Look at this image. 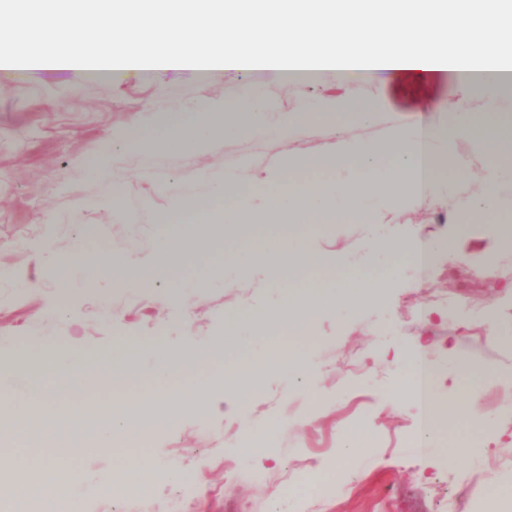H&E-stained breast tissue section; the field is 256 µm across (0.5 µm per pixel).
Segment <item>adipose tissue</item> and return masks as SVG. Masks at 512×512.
I'll return each instance as SVG.
<instances>
[{"label": "adipose tissue", "mask_w": 512, "mask_h": 512, "mask_svg": "<svg viewBox=\"0 0 512 512\" xmlns=\"http://www.w3.org/2000/svg\"><path fill=\"white\" fill-rule=\"evenodd\" d=\"M65 21L63 54L26 58L35 68L76 71L108 66L122 72L179 65L192 70L229 67L272 71L301 68L352 86L369 72L422 74L427 83H447L449 74L495 73L512 68V0H36L19 7L0 0V63H16L22 29L42 30L51 12ZM161 30L160 41L146 55L132 51L137 32ZM111 34L112 46L101 50L100 38ZM262 47L251 50L252 37ZM482 105L473 112L449 113L439 125L391 126L383 143L339 139L318 156L291 162L266 180L263 210L234 193L236 172L211 185L207 199L221 205L222 224H345L354 213L340 207L341 197L362 200L386 182L395 196L426 202L443 180L460 184L466 210L496 214L512 210V197L500 186L512 180V126L490 122V115L512 110V84L481 83ZM256 89L194 109L191 124L168 127L169 145L199 149L214 133L224 137L242 130H266V113ZM471 141L482 154L480 167L460 160L458 145ZM326 170L330 179L296 181V170ZM341 296L335 286L321 288L314 302L296 292L282 303L278 334L301 338L311 320ZM55 387H36L37 398L80 399L98 375L90 355L56 349L50 354ZM156 403L135 394L117 402L82 408L83 417L106 432L127 430L136 413H153ZM0 435L19 447L41 442L35 492L47 493L70 478L74 421L59 409L30 406L14 411L0 387Z\"/></svg>", "instance_id": "1"}]
</instances>
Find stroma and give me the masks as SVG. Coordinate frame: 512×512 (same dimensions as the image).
Here are the masks:
<instances>
[{"instance_id": "obj_1", "label": "stroma", "mask_w": 512, "mask_h": 512, "mask_svg": "<svg viewBox=\"0 0 512 512\" xmlns=\"http://www.w3.org/2000/svg\"><path fill=\"white\" fill-rule=\"evenodd\" d=\"M255 86L273 119L304 103L357 98L384 104V121L355 126L335 118L299 125L285 139L244 133L196 152L166 145L167 128L189 122L190 106ZM479 97L476 89L431 86L409 72L352 87L331 80L293 87L254 69L206 76L170 67L104 82L58 69L0 70V367L13 372L8 392L24 400L32 378L50 385L42 358L55 347L92 353L138 342L141 354L128 376L134 391L149 389L145 372L157 345H220L225 358L266 353L270 331L239 335L230 318L246 306L275 319L296 285L288 268L214 254L181 287L117 282L96 261L115 255L129 269H145L157 262L159 237L180 239L185 227L170 217L167 187L192 198L230 167L242 173L240 192L253 195L287 158L349 135L378 143L388 123L433 125L448 107ZM132 127L148 129L153 147L132 153L113 142L114 132ZM105 146L106 186L89 164ZM458 196L457 186L445 182L430 204L372 196L363 207L392 212V223L320 224L290 241L291 249L321 258L307 278L342 283L365 275L371 291L310 322L300 370L273 364L258 378L227 383L223 360L183 366V379L204 385L207 398L197 406L170 386L158 402L164 432L149 459L160 470L148 484L156 512L183 493L191 512H294L295 502L282 496L287 480L304 496L305 512H480L484 486L512 496V248L492 245L512 231V214L476 216L456 208ZM426 237L458 240L469 263L441 257L428 277L417 278L409 252ZM47 238L57 254L83 255L67 280L39 250ZM380 240L392 249H378ZM421 359L438 371V400L468 402L470 418L455 423L460 435L484 421L493 425L483 448L451 468L442 449H419L410 438L411 369ZM361 421L387 447L359 444L350 428ZM247 423L258 441L251 450L239 445ZM75 458L72 484L88 487L106 479L112 452L83 447ZM322 467L339 496L310 495L307 478Z\"/></svg>"}]
</instances>
